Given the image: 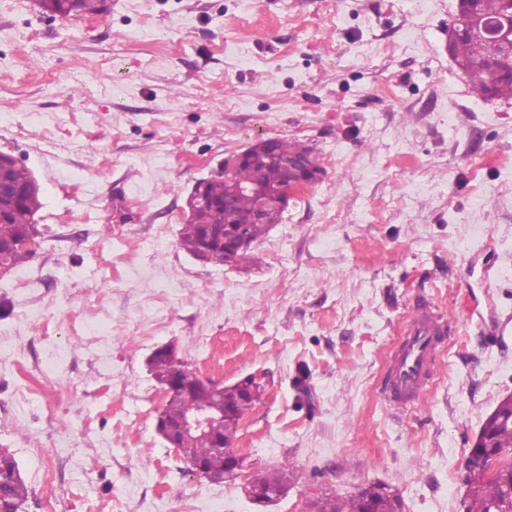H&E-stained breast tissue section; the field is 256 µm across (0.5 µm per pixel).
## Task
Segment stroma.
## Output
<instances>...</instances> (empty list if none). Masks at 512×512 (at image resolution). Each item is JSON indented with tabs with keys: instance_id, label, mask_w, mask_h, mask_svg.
<instances>
[{
	"instance_id": "stroma-1",
	"label": "stroma",
	"mask_w": 512,
	"mask_h": 512,
	"mask_svg": "<svg viewBox=\"0 0 512 512\" xmlns=\"http://www.w3.org/2000/svg\"><path fill=\"white\" fill-rule=\"evenodd\" d=\"M51 18L0 0V152L42 190L0 274V448L27 512H308L367 485L465 512V458L512 395V100L448 55L456 0H110ZM267 138L321 179L242 267L180 249L186 197ZM455 333L403 411L379 393L415 300ZM266 391L240 423L261 508L189 472L155 431L147 361ZM285 473L281 471L259 472L252 474L250 483L245 482L242 486L245 494L258 504H270L278 501L283 493L277 489H265L253 485L275 488L286 485ZM253 484V485H252Z\"/></svg>"
}]
</instances>
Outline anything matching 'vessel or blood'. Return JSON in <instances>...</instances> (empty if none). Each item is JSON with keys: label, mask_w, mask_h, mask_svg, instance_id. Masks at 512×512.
Returning <instances> with one entry per match:
<instances>
[{"label": "vessel or blood", "mask_w": 512, "mask_h": 512, "mask_svg": "<svg viewBox=\"0 0 512 512\" xmlns=\"http://www.w3.org/2000/svg\"><path fill=\"white\" fill-rule=\"evenodd\" d=\"M451 332L434 303H426L412 312L381 378V390L390 407L406 408L432 385L439 348Z\"/></svg>", "instance_id": "vessel-or-blood-1"}]
</instances>
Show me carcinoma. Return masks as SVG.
I'll return each mask as SVG.
<instances>
[{"mask_svg":"<svg viewBox=\"0 0 512 512\" xmlns=\"http://www.w3.org/2000/svg\"><path fill=\"white\" fill-rule=\"evenodd\" d=\"M41 8L51 16H93L108 11V0H42ZM479 17L484 24L502 28L512 26V0H478ZM458 32L451 42V56L468 79L471 89L481 97L512 99V77L492 78L493 52L480 25L466 14L456 18ZM288 150L300 158L306 170L319 173L322 168L310 148L297 142H285ZM11 179L26 191L21 203L0 198V242L4 245L0 264L12 269L32 254L29 248L34 241L33 221L42 207L41 188L29 189L33 174L26 168L13 165ZM286 180L285 169L275 154L260 152L252 162L235 163L226 173L208 183V196L216 204L196 205L179 232V247L192 255L202 251V260L222 266H236L249 257V250L224 249V236L244 228L250 244H255L281 221L284 209L273 206L259 224H242V218L255 205V197L244 191L253 186L257 191L274 196ZM155 380L166 386L172 381L187 391V398L166 405L165 413L171 419L193 407H208L221 412L224 418L211 424L210 430L180 445L182 455L204 465L206 473L222 477L227 473L228 458L214 450V441H231L236 438L238 427L246 411L259 400L264 391L261 382L252 377L243 378L224 386V392L214 395L199 385L196 370L189 364L177 362L159 349L150 363ZM512 451V396L505 398L485 418L478 438L471 448V456L485 460L481 474L467 481L463 500L466 512H500L512 502V466L494 468L499 457ZM19 471L14 455L7 448H0V507L4 512H26L29 498L28 486L16 472ZM253 485L275 488L286 484L281 471L259 472L250 477ZM400 498L388 492L365 498L358 490L347 499L321 498L309 505L310 512H401Z\"/></svg>","mask_w":512,"mask_h":512,"instance_id":"carcinoma-1","label":"carcinoma"}]
</instances>
